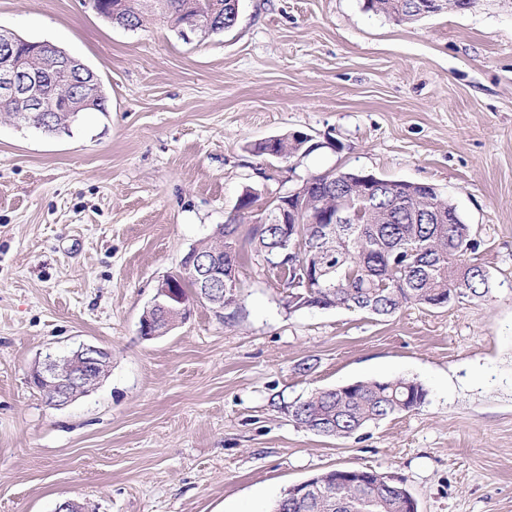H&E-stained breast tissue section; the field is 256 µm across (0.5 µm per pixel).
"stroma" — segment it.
<instances>
[{
	"mask_svg": "<svg viewBox=\"0 0 512 512\" xmlns=\"http://www.w3.org/2000/svg\"><path fill=\"white\" fill-rule=\"evenodd\" d=\"M0 29L48 40L99 76L107 112L48 136L0 115V512H271L332 469L403 480L418 512H512V0L399 23L363 0H239L234 28L183 41L128 31L89 0H0ZM293 132L287 161L255 144ZM428 183L478 243L491 292L379 319L288 307L254 255L237 303L143 338L158 283L235 214L310 175ZM93 344L107 376L68 406L30 381ZM413 378L418 410L336 441L288 408L365 379Z\"/></svg>",
	"mask_w": 512,
	"mask_h": 512,
	"instance_id": "35a3bbf8",
	"label": "stroma"
}]
</instances>
